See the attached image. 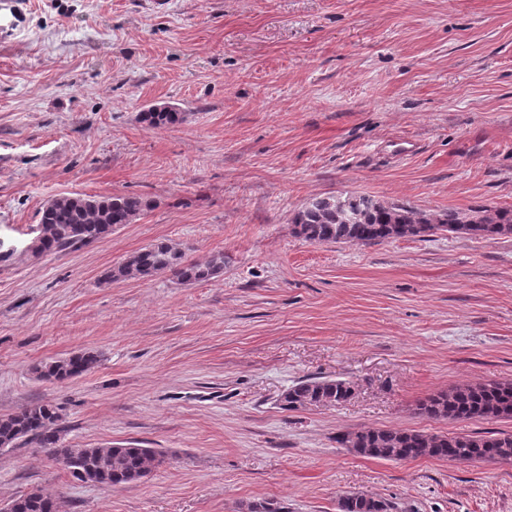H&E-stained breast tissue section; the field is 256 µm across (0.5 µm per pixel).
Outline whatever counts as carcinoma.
Wrapping results in <instances>:
<instances>
[{
	"label": "carcinoma",
	"instance_id": "obj_1",
	"mask_svg": "<svg viewBox=\"0 0 512 512\" xmlns=\"http://www.w3.org/2000/svg\"><path fill=\"white\" fill-rule=\"evenodd\" d=\"M150 127L174 125L181 113L167 106H153L141 113ZM148 202L136 194L119 196L60 194L41 210L37 237L41 253L84 245L111 234L119 224H129ZM296 233L311 243L361 242L376 244L389 239L434 231L461 232L475 239H493L512 234V207L450 210L424 214L404 204H384L367 195L317 197L293 217ZM224 270V253L204 264L191 263L183 253L165 242L155 243L133 254L107 273V279L147 278L171 271L187 284L209 280ZM92 352H79L35 367L47 382L79 377L98 363ZM351 382L341 379H308L291 386L281 396L283 409L334 406L353 395ZM429 418L512 419V382L463 385L431 395L419 404ZM65 427L59 407L49 402L27 405L0 416V448L30 445L47 452L72 479L101 483L108 487L141 482L163 462L157 448L140 446L81 448L74 452L64 442ZM336 443L358 454L409 461L430 457L449 462H509L512 432L485 434H427L394 428L346 431ZM10 512H60L61 505L40 490L10 501ZM383 498L350 494L338 502V512H391Z\"/></svg>",
	"mask_w": 512,
	"mask_h": 512
}]
</instances>
